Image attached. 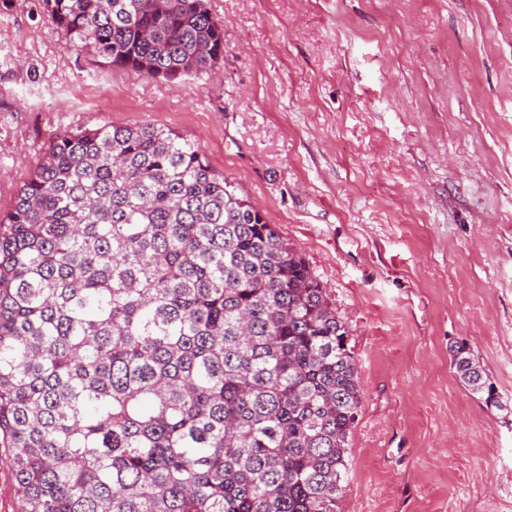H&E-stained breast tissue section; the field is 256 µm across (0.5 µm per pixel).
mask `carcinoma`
<instances>
[{
    "label": "carcinoma",
    "instance_id": "carcinoma-1",
    "mask_svg": "<svg viewBox=\"0 0 512 512\" xmlns=\"http://www.w3.org/2000/svg\"><path fill=\"white\" fill-rule=\"evenodd\" d=\"M75 46L175 80L224 58L206 0H44ZM349 327L201 147L151 125L50 143L0 221V444L19 512H337ZM461 382L500 407L479 362Z\"/></svg>",
    "mask_w": 512,
    "mask_h": 512
}]
</instances>
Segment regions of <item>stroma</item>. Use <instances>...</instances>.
I'll return each mask as SVG.
<instances>
[{
	"instance_id": "1",
	"label": "stroma",
	"mask_w": 512,
	"mask_h": 512,
	"mask_svg": "<svg viewBox=\"0 0 512 512\" xmlns=\"http://www.w3.org/2000/svg\"><path fill=\"white\" fill-rule=\"evenodd\" d=\"M217 76L148 79L0 0V219L50 142L198 143L351 330L338 512H512V0H206ZM466 344L500 400L456 377Z\"/></svg>"
}]
</instances>
